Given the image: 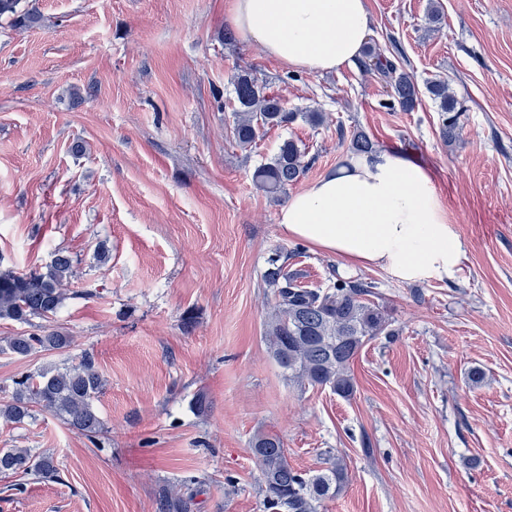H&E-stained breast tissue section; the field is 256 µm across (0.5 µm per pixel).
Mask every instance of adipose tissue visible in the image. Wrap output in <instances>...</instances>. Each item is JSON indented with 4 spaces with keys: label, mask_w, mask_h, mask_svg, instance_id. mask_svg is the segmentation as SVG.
Instances as JSON below:
<instances>
[{
    "label": "adipose tissue",
    "mask_w": 512,
    "mask_h": 512,
    "mask_svg": "<svg viewBox=\"0 0 512 512\" xmlns=\"http://www.w3.org/2000/svg\"><path fill=\"white\" fill-rule=\"evenodd\" d=\"M245 41L297 71L329 72L361 57L371 27L366 0H229ZM281 232L403 282L454 277L464 249L432 179L398 154L352 156L279 211Z\"/></svg>",
    "instance_id": "obj_1"
}]
</instances>
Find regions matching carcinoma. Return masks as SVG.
I'll return each mask as SVG.
<instances>
[{"label":"carcinoma","instance_id":"carcinoma-1","mask_svg":"<svg viewBox=\"0 0 512 512\" xmlns=\"http://www.w3.org/2000/svg\"><path fill=\"white\" fill-rule=\"evenodd\" d=\"M0 20L24 30L40 22V14L29 0H0ZM364 66L391 86L399 107L412 111L418 101V88L404 72L399 60L369 46ZM428 93L441 112L444 139L459 137L458 100L448 92V82L433 80ZM235 121L231 130L235 143L250 149L261 131L284 127L300 116L282 100L265 91L258 78L248 71L233 83ZM304 151L292 139L282 143L270 162L254 171L255 183L267 194L278 197L306 174ZM73 275V260L58 252L46 270L20 272L0 266V320L28 323L56 316L67 299L66 286ZM266 282L273 288L275 305L266 323V337L273 357L288 378L303 385L328 387L348 398L354 392L351 364L362 347L385 332L388 326L383 308L369 299L374 285L367 282L336 280L326 287L309 288L297 272L288 269L277 254L269 259ZM72 336L62 329L13 336L5 350L27 357L37 349L68 348ZM103 388L102 377L93 358L85 354L78 363L42 369L14 381L11 397L0 402V419L21 424L34 416L38 407L89 438L102 431L95 402ZM252 450L262 473L263 505L268 512H323L325 503L336 498L348 482L347 468L338 457L329 466L311 474L301 473L288 461L279 437L259 435ZM0 474L58 476L52 455L32 448H0Z\"/></svg>","mask_w":512,"mask_h":512}]
</instances>
